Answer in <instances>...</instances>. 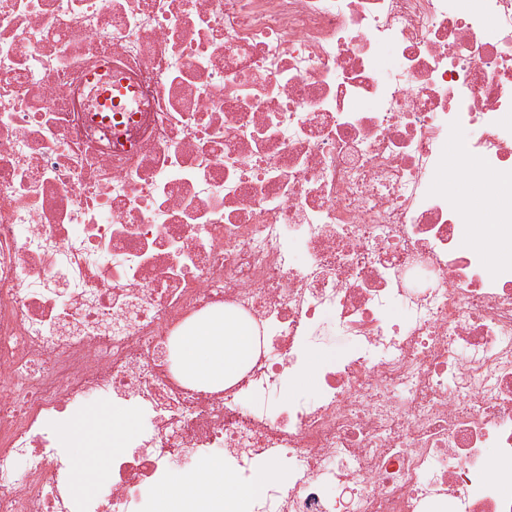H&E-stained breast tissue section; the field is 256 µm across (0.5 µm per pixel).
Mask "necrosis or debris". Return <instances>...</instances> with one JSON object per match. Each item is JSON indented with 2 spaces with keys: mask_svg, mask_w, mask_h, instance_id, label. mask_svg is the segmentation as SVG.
<instances>
[{
  "mask_svg": "<svg viewBox=\"0 0 512 512\" xmlns=\"http://www.w3.org/2000/svg\"><path fill=\"white\" fill-rule=\"evenodd\" d=\"M506 174L512 0H0V512H146L213 454L285 471L252 512H512ZM217 310L256 347L202 389ZM93 399L143 424L79 502L50 428ZM254 346L251 328L240 323L224 324V314L199 321L179 346V363L206 388L224 387L240 377ZM348 341L344 336H322V341L318 344L310 353V355L306 358L305 364L297 375L290 380L288 386L285 391V396L291 395H300V396H313L320 391V386L315 389H306L305 387H301L299 385V379L307 369V371L302 376L301 380L304 385L315 388L318 383V361L317 359H313L312 357H317L319 360V364H323L327 359L336 355V353L345 350L348 347ZM310 363V364H309Z\"/></svg>",
  "mask_w": 512,
  "mask_h": 512,
  "instance_id": "4bbe7bcc",
  "label": "necrosis or debris"
}]
</instances>
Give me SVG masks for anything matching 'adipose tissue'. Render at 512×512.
Returning a JSON list of instances; mask_svg holds the SVG:
<instances>
[{"instance_id":"adipose-tissue-1","label":"adipose tissue","mask_w":512,"mask_h":512,"mask_svg":"<svg viewBox=\"0 0 512 512\" xmlns=\"http://www.w3.org/2000/svg\"><path fill=\"white\" fill-rule=\"evenodd\" d=\"M253 346L249 326L225 322L219 314L199 321L182 337L178 359L200 386L216 388L239 378ZM244 495L234 476L225 472L223 459L210 458L200 473L160 486L155 512H238Z\"/></svg>"}]
</instances>
